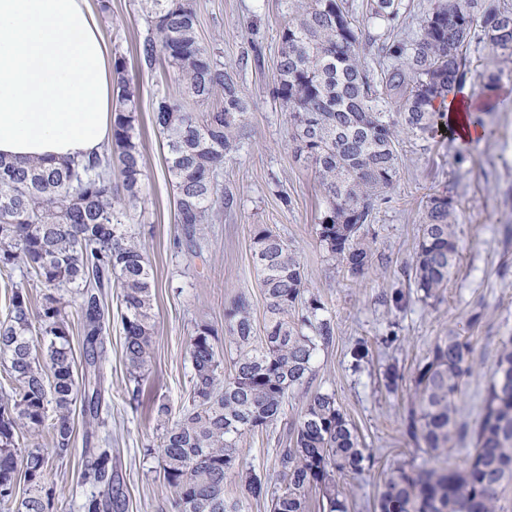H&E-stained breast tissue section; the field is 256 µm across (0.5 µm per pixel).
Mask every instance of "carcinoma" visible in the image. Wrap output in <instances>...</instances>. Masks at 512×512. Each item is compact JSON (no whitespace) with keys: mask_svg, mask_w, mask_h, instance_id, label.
Returning <instances> with one entry per match:
<instances>
[{"mask_svg":"<svg viewBox=\"0 0 512 512\" xmlns=\"http://www.w3.org/2000/svg\"><path fill=\"white\" fill-rule=\"evenodd\" d=\"M288 25L280 34L275 94L287 108L293 140L315 169L328 204L318 229L326 251L352 276L369 268L373 248L362 233L375 202L399 181L400 135L438 132L443 113L435 101L463 83L468 52L485 40L495 52L512 55V10L488 0H432L415 36L384 45L377 83L361 58V41L342 0H287ZM155 35L138 53L149 68L171 67L189 97L221 103L190 112L165 95L152 103L154 123L164 136L168 171L176 190V223L186 248L195 246L196 226L218 215L216 185L224 159L247 134L248 101L236 77L224 69L199 38L192 0H141ZM398 0H374L372 14L395 27ZM118 105L111 141L86 163L59 164L0 158V279L11 289L0 320V365L10 387L0 386V507L50 512L42 496L49 457L71 454L72 411L80 404L99 423L110 387L103 372L110 311L105 289L120 290L128 394L137 401L151 371L155 334L153 273L132 225L144 190L143 153L137 133L138 103L125 59L115 58ZM400 99L391 111L389 97ZM117 160L121 182L112 181ZM455 209L448 197L426 205L414 253V285L428 299L447 287L459 261ZM253 262L265 299L264 334L256 336L249 301L234 300L225 314L224 339L236 349L233 371L224 375L214 331L196 326L189 340L188 403L170 420L171 407L153 403L162 433L157 444L163 479L174 512H246L252 499L269 512H308L307 493L321 494L322 512H348L336 477L373 467L356 426L335 394L309 391L318 351L334 336L328 308L307 289L296 249L264 226L253 232ZM20 272L23 280L16 281ZM45 289L34 307L26 284ZM76 311L85 337V373L74 376L68 308ZM475 365L470 340L454 328L436 338L415 377L405 434L428 455L409 470L381 473L377 512H506L504 492L512 485V336L501 339L474 425L462 419L461 396ZM394 392L398 367L381 371ZM302 392L303 407L290 445L280 449L274 477L240 462L244 435L274 423L286 398ZM47 433L49 451H18L19 434ZM470 443L464 464L451 452ZM80 512H124L119 476L112 465L110 437L84 449ZM237 478L239 496H224V482ZM27 482L16 500L18 481Z\"/></svg>","mask_w":512,"mask_h":512,"instance_id":"carcinoma-1","label":"carcinoma"}]
</instances>
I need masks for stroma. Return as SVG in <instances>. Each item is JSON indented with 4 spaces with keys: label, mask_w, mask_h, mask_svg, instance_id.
Segmentation results:
<instances>
[{
    "label": "stroma",
    "mask_w": 512,
    "mask_h": 512,
    "mask_svg": "<svg viewBox=\"0 0 512 512\" xmlns=\"http://www.w3.org/2000/svg\"><path fill=\"white\" fill-rule=\"evenodd\" d=\"M373 0H346L364 36L363 56L373 70L383 60L377 43L415 33L430 0H400L394 31L371 15ZM201 40L236 75L250 104L248 135L226 156L221 182L232 205L212 223L199 225L197 247L176 245L181 227L175 221V191L166 165V146L153 121L151 101L166 94L185 103L178 77L162 66L147 68L136 49L151 28L139 0H111L100 17L113 56L124 57L139 103L138 126L144 157L145 191L133 227L154 274L156 364L143 385L140 402H130L119 322L105 334L104 373L112 390L101 416L112 436L116 468L127 501L126 512H173L172 495L155 454L159 429L149 405L166 401L179 409L188 395L191 371L188 341L198 323L209 324L225 364L235 352L224 342V309L239 295L251 304L256 329H263L265 300L252 263V231L268 227L296 248L308 294L329 308L332 342L319 350L311 389L335 393L336 401L357 427L375 464L348 477L342 486L349 512H374L382 470L410 466L423 454L403 433L412 406L414 379L437 337L449 329L468 336L477 366L461 406L465 420L476 416L501 337L512 334V57L488 44H472L464 84L484 110L489 134L467 147L454 136L437 133L430 140L412 135L400 142L402 158L397 187L378 201L366 238L374 249L364 274L350 276L320 245L318 229L325 216L323 192L313 169L297 157L289 112L273 96L279 32L288 20L285 0H193ZM455 203L461 261L438 297L422 299L405 274L420 236L422 213L430 196ZM403 292L404 307L391 303ZM365 342L369 357L354 369L351 350ZM396 364L403 376L390 393L379 378L381 368ZM302 407L289 398L273 426L248 434L240 448L244 463L273 472L279 449L288 447L290 425ZM72 453L49 463L44 487L54 498L53 512H78L83 494L81 461L89 430L74 412Z\"/></svg>",
    "instance_id": "35a3bbf8"
}]
</instances>
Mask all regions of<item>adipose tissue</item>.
Returning <instances> with one entry per match:
<instances>
[{
    "instance_id": "obj_1",
    "label": "adipose tissue",
    "mask_w": 512,
    "mask_h": 512,
    "mask_svg": "<svg viewBox=\"0 0 512 512\" xmlns=\"http://www.w3.org/2000/svg\"><path fill=\"white\" fill-rule=\"evenodd\" d=\"M112 63L88 0H0V157L99 153L112 130Z\"/></svg>"
}]
</instances>
